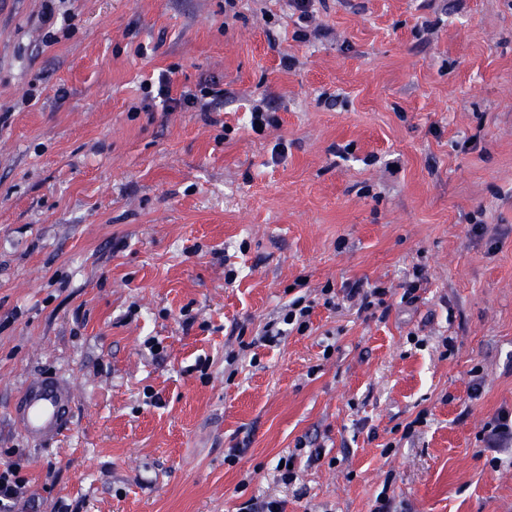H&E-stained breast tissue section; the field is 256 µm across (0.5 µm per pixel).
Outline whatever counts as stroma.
Wrapping results in <instances>:
<instances>
[{
	"label": "stroma",
	"instance_id": "obj_1",
	"mask_svg": "<svg viewBox=\"0 0 512 512\" xmlns=\"http://www.w3.org/2000/svg\"><path fill=\"white\" fill-rule=\"evenodd\" d=\"M42 4L0 0L14 512H372L384 489L395 512H512V454L479 439L512 412V0H314L305 22L285 0H69L51 44ZM164 69L177 93L218 82L219 123L145 106ZM356 280L389 288L384 318L319 304L256 343L293 295ZM42 376L75 402L35 444L9 411ZM276 109L271 103H264L262 106H255L250 112V126L253 131L257 132V128L263 131L267 127L278 124Z\"/></svg>",
	"mask_w": 512,
	"mask_h": 512
}]
</instances>
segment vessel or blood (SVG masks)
Returning <instances> with one entry per match:
<instances>
[{
	"mask_svg": "<svg viewBox=\"0 0 512 512\" xmlns=\"http://www.w3.org/2000/svg\"><path fill=\"white\" fill-rule=\"evenodd\" d=\"M72 400L70 383L37 378L24 386L12 410V417L27 438L44 442L55 438L67 427Z\"/></svg>",
	"mask_w": 512,
	"mask_h": 512,
	"instance_id": "b4317fda",
	"label": "vessel or blood"
}]
</instances>
